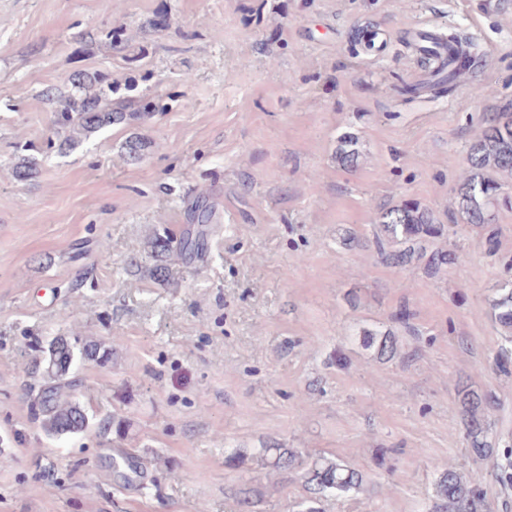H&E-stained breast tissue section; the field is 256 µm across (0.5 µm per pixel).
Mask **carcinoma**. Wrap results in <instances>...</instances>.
<instances>
[{
  "label": "carcinoma",
  "mask_w": 512,
  "mask_h": 512,
  "mask_svg": "<svg viewBox=\"0 0 512 512\" xmlns=\"http://www.w3.org/2000/svg\"><path fill=\"white\" fill-rule=\"evenodd\" d=\"M72 90L55 94L46 91L47 100L55 103L52 135L59 138L58 151L63 152L83 139L113 125H139L160 112L169 110L173 96L149 97L132 95L133 87L120 93V88L103 74L79 71L69 78ZM150 147V142L138 133L131 134L122 146L124 156L137 162ZM336 162L346 170L359 165L358 137L340 136L336 143ZM36 162L22 157L13 164L10 175L17 181L33 176ZM512 177V113L497 112L469 146L466 164L455 197V211L464 224L495 223V211L508 204L499 176ZM212 211L204 202L190 209L193 224L212 223ZM378 232L374 247L381 262L394 267L424 265L433 273L461 264L460 253L427 244L456 233L457 225L441 224L433 212L411 200H404L378 216ZM206 246L204 231H189L179 242H173L168 232L156 234L150 241L155 264L147 269L150 277L163 280L169 273L172 254L192 257ZM492 322L502 336L512 341V280L505 281L489 300ZM364 345L375 349L380 358L394 359L400 355L395 334L363 332ZM113 348L97 341L80 343L68 336L53 337L41 350L36 366L41 371L42 385L38 394L41 428L45 435L63 438L85 432L92 424L88 406L77 385L69 380L72 370L82 362L102 365L112 360ZM460 414L465 424V440L472 454L485 457L499 449L495 479L504 487H512V442L496 438L485 419V412L498 405L491 393L473 390L458 391ZM260 465L276 472L293 473L304 486L315 493L346 494L364 489L363 472L344 460L312 458L297 448L268 446L256 449ZM434 502L428 512H483L480 490L462 476L455 465L443 461L434 464Z\"/></svg>",
  "instance_id": "obj_1"
}]
</instances>
